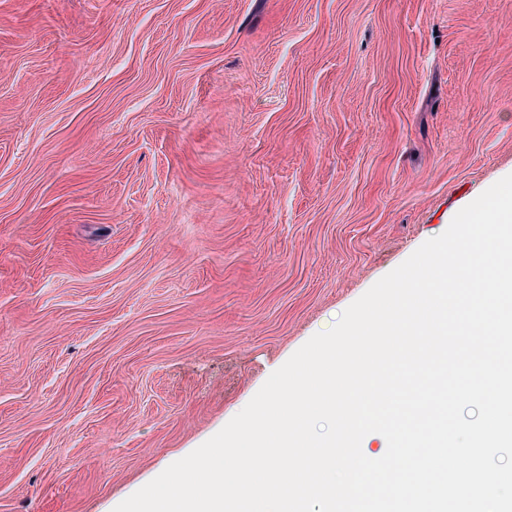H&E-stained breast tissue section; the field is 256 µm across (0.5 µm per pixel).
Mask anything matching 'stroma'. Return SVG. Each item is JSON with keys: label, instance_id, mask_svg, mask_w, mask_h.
Returning <instances> with one entry per match:
<instances>
[{"label": "stroma", "instance_id": "1", "mask_svg": "<svg viewBox=\"0 0 512 512\" xmlns=\"http://www.w3.org/2000/svg\"><path fill=\"white\" fill-rule=\"evenodd\" d=\"M512 174V0H0V512H113Z\"/></svg>", "mask_w": 512, "mask_h": 512}]
</instances>
